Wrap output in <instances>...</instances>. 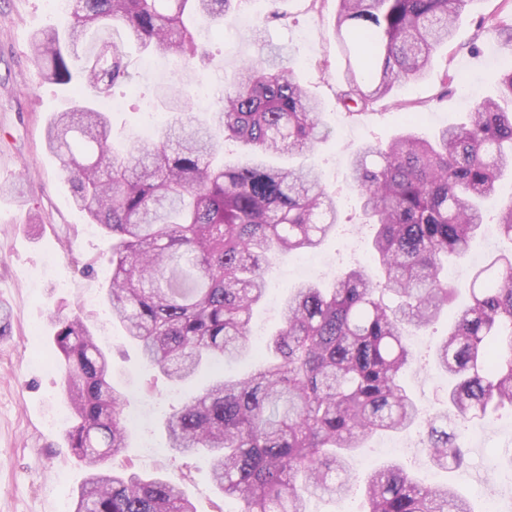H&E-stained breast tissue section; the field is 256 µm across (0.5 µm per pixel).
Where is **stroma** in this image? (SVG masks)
<instances>
[{"instance_id":"obj_1","label":"stroma","mask_w":512,"mask_h":512,"mask_svg":"<svg viewBox=\"0 0 512 512\" xmlns=\"http://www.w3.org/2000/svg\"><path fill=\"white\" fill-rule=\"evenodd\" d=\"M288 25L254 20L244 23L245 9L230 12L221 30L200 26L199 41L211 63L197 75L199 86L212 93L207 102L191 101L201 115L212 110L225 81L239 66L267 49L284 47L297 65L296 75L325 108L326 137L305 164L314 166L324 185L336 194L341 224L317 253L307 276L330 280L336 270L365 261L372 230L364 224L355 191L345 178L349 158L365 143L388 140L403 127L407 106L417 108L420 129L430 132L461 118L472 103L492 94L490 77L512 57L490 32L497 24L512 25V13L500 0H475L462 15L452 49L437 52L429 71L405 79L377 102L370 114L352 119L337 105L344 86L331 24L336 0H280ZM66 14L49 11L44 0H0V306L10 309L9 328L0 336V512H69L81 486L83 464L67 446L71 409L61 387L63 365L53 345L55 318L81 316L112 356V377L130 394L131 413L144 418L133 427L131 448L123 457L137 471L174 474L184 479L197 512H234L213 485L205 462L194 455H175L165 448L164 417L200 387L199 380L179 385L145 367L136 345L126 341L104 304L108 276L101 254L106 242L73 203L71 188L56 157L46 147L49 119L61 111L66 88L43 80L30 49L40 29L64 28ZM121 43L131 85L113 87L119 100L111 111L116 141L142 138L141 114L157 110L159 85L177 84L181 64L170 56L148 57ZM328 69H318L320 61ZM302 256L277 257L270 270L269 294L256 307L252 325L269 334L278 324V309L305 274ZM93 265V273L82 270ZM448 330L447 318L413 333L415 362L406 381L420 407L433 408L443 396L444 378L433 363V349ZM470 437L464 470L436 469L422 451L424 431L400 433V447L379 435L358 449L350 461L358 478L382 462L394 460L433 483H450L467 496L475 512H485L488 498L512 503V413L465 423ZM159 446L146 455L147 445Z\"/></svg>"}]
</instances>
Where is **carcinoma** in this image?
<instances>
[{"instance_id":"cac0c4a2","label":"carcinoma","mask_w":512,"mask_h":512,"mask_svg":"<svg viewBox=\"0 0 512 512\" xmlns=\"http://www.w3.org/2000/svg\"><path fill=\"white\" fill-rule=\"evenodd\" d=\"M237 0H70L72 24L31 37L40 76L100 97L130 79L120 47L105 39L82 53L89 30L122 28L139 48L184 61L181 88L159 94L169 115L156 136L113 147L112 124L80 98L47 126L48 150L73 202L110 240L106 305L144 364L175 384L210 359L253 351L250 321L267 291L275 253L315 251L336 230V198L311 167H274L269 153L303 157L325 137L322 103L296 80L291 58L272 48L242 68L206 121L185 116L203 61L196 15L218 24ZM332 34L344 62L339 104L366 115L397 83L430 69L453 42L474 0H336ZM498 96L477 102L468 120L429 139L412 121L349 161L371 261L336 273L332 286L305 281L288 297L280 326L265 340L258 368L218 375L165 420L167 447L197 454L237 512H306L309 497L353 489L349 460L379 432L420 420L402 381L413 356L411 330L437 320L453 301L445 269L465 256L481 230V204L512 174V67L496 77ZM244 155L224 157V145ZM496 224L512 241V201ZM470 301L437 344L447 402L427 423L424 448L441 469L466 460L465 436L449 422L512 411V253L473 275ZM54 344L66 365L63 390L76 424L67 433L87 475L70 512H196L174 476H147L112 460L132 429L127 393L111 361L78 317L55 320ZM363 512H472L455 488L426 486L397 463L364 479Z\"/></svg>"}]
</instances>
